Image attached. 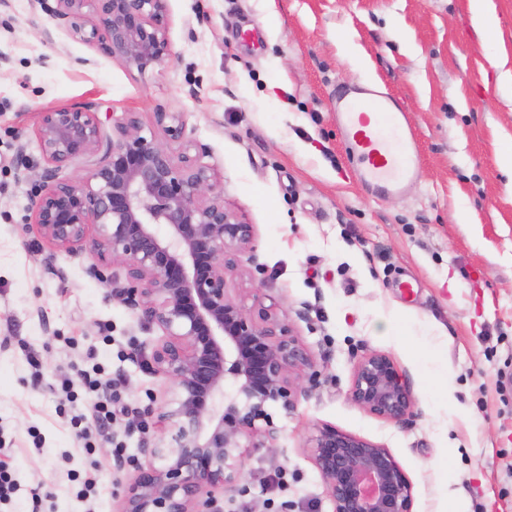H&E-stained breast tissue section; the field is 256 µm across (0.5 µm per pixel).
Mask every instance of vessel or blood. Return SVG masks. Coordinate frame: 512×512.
Returning <instances> with one entry per match:
<instances>
[{
    "instance_id": "obj_1",
    "label": "vessel or blood",
    "mask_w": 512,
    "mask_h": 512,
    "mask_svg": "<svg viewBox=\"0 0 512 512\" xmlns=\"http://www.w3.org/2000/svg\"><path fill=\"white\" fill-rule=\"evenodd\" d=\"M335 112L368 189L403 192L416 178V139L401 100L369 85L346 88L336 93Z\"/></svg>"
}]
</instances>
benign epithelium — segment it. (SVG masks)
Segmentation results:
<instances>
[{
  "instance_id": "1",
  "label": "benign epithelium",
  "mask_w": 512,
  "mask_h": 512,
  "mask_svg": "<svg viewBox=\"0 0 512 512\" xmlns=\"http://www.w3.org/2000/svg\"><path fill=\"white\" fill-rule=\"evenodd\" d=\"M38 2L130 72L171 56L167 0ZM154 122L162 142L143 135L135 112L112 123L110 138L92 103L41 113L45 166L31 212L42 238L70 252L83 250L94 229L98 262L88 272L99 277L98 264L123 263L125 284L110 281V295L163 332L149 368L168 385L172 408L159 418L175 433L170 443L143 449L151 463L137 467L120 512H217L214 492L236 489L248 449L276 447L268 408L291 413L299 382L315 373L276 305L260 302L251 311L232 295L229 277L240 269L254 227L224 205L218 171L184 141L183 113L160 110ZM76 160L87 175L58 181L57 171ZM349 396L394 423L414 407L396 363L379 352L358 360ZM309 452L332 512H411V484L388 449L324 425Z\"/></svg>"
}]
</instances>
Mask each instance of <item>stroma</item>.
<instances>
[{"label":"stroma","mask_w":512,"mask_h":512,"mask_svg":"<svg viewBox=\"0 0 512 512\" xmlns=\"http://www.w3.org/2000/svg\"><path fill=\"white\" fill-rule=\"evenodd\" d=\"M491 4L486 32L469 0H167L171 57L140 74L37 0H0V465L19 485L0 512H28L35 489L54 512H119L144 443L172 434L144 413L166 400L147 365L161 331L109 294L123 266L92 277L91 248H53L29 219L39 114L86 102L107 137L126 112L148 133L157 110L183 113L226 207L255 227L238 299L276 304L315 363L294 411L270 410L276 452L251 451L220 512H331L308 450L325 424L390 450L412 512L452 499L512 512V87L496 68L512 70V0ZM363 83L408 109L418 178L398 196L362 186L336 129L333 94ZM90 349L125 408L91 455L70 416L91 415L95 398L60 391ZM370 352L391 356L411 390L403 422L348 396ZM76 471L96 479V498H77Z\"/></svg>","instance_id":"35a3bbf8"}]
</instances>
